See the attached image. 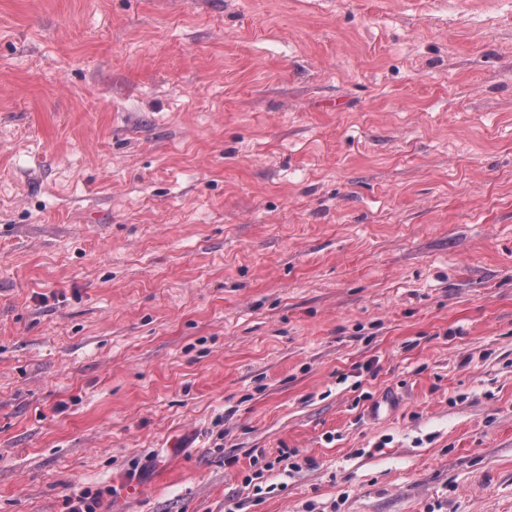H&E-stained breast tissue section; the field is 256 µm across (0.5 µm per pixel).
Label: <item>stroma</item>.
Returning <instances> with one entry per match:
<instances>
[{"instance_id": "stroma-1", "label": "stroma", "mask_w": 512, "mask_h": 512, "mask_svg": "<svg viewBox=\"0 0 512 512\" xmlns=\"http://www.w3.org/2000/svg\"><path fill=\"white\" fill-rule=\"evenodd\" d=\"M83 491L512 512V0H0V512Z\"/></svg>"}]
</instances>
